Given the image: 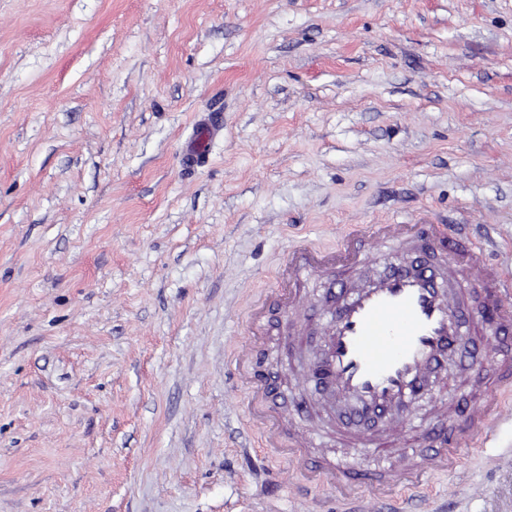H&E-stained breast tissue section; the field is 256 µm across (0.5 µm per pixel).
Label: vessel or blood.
<instances>
[{"instance_id": "b4317fda", "label": "vessel or blood", "mask_w": 512, "mask_h": 512, "mask_svg": "<svg viewBox=\"0 0 512 512\" xmlns=\"http://www.w3.org/2000/svg\"><path fill=\"white\" fill-rule=\"evenodd\" d=\"M397 255L382 272L367 275L369 255L364 239ZM323 284L330 316L311 376L319 404L337 419L341 431L399 416L417 397L431 391V377L458 354L465 336L476 329L470 308L473 297L499 311L489 331L497 336L494 376L512 385V273L486 264L482 245L450 224H406L399 234L375 224L369 236H346L332 264H298L288 258L276 272L278 294L298 311L312 276ZM488 401L469 417L438 423L430 440L402 449V469L357 468L343 458L311 459L309 473L319 485L339 491L363 487L382 494L395 484L417 483L432 471L451 467L462 448L485 444L484 423L494 412ZM314 439L302 436L287 446L268 444V451L288 458L306 454Z\"/></svg>"}]
</instances>
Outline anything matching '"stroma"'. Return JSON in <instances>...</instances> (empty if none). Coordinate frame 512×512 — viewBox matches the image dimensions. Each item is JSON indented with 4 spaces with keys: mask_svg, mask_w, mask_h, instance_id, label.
<instances>
[{
    "mask_svg": "<svg viewBox=\"0 0 512 512\" xmlns=\"http://www.w3.org/2000/svg\"><path fill=\"white\" fill-rule=\"evenodd\" d=\"M465 225L512 270V0H0V512H512V392L486 447L387 496L309 485L243 420L246 319L294 248ZM286 426L374 458L300 410ZM376 428L477 408L494 339Z\"/></svg>",
    "mask_w": 512,
    "mask_h": 512,
    "instance_id": "obj_1",
    "label": "stroma"
}]
</instances>
